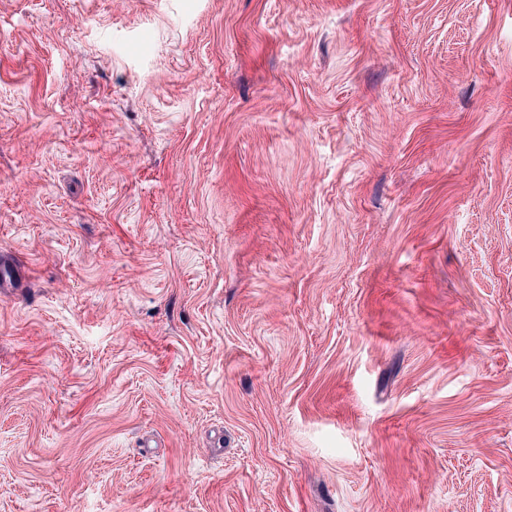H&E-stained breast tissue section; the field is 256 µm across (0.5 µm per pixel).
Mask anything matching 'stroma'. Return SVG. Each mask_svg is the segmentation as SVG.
Wrapping results in <instances>:
<instances>
[{
	"instance_id": "35a3bbf8",
	"label": "stroma",
	"mask_w": 512,
	"mask_h": 512,
	"mask_svg": "<svg viewBox=\"0 0 512 512\" xmlns=\"http://www.w3.org/2000/svg\"><path fill=\"white\" fill-rule=\"evenodd\" d=\"M0 512H512V0H0Z\"/></svg>"
}]
</instances>
